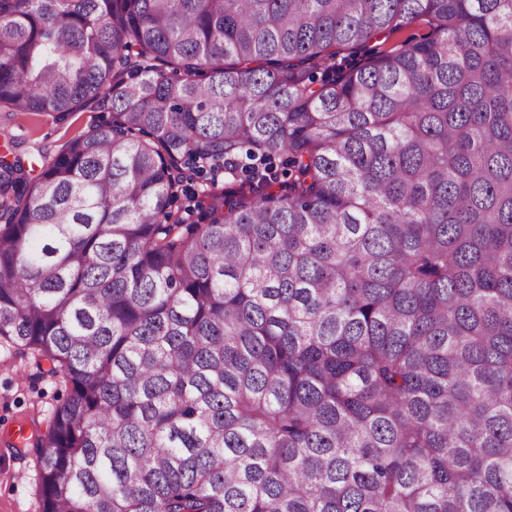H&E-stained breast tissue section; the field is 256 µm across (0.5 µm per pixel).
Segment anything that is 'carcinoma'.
<instances>
[{
  "label": "carcinoma",
  "mask_w": 512,
  "mask_h": 512,
  "mask_svg": "<svg viewBox=\"0 0 512 512\" xmlns=\"http://www.w3.org/2000/svg\"><path fill=\"white\" fill-rule=\"evenodd\" d=\"M92 102L0 157L40 512H512V0H0V112ZM431 31V27L426 18L418 19L409 26L392 33L390 36H381L377 41H373L370 45H377L381 52L390 53L399 51L404 44L411 39L419 40L426 37ZM109 116L110 112L89 108L65 117L49 112H0V155L10 151L9 140L20 143L18 152L31 171L30 176L35 178L42 165L66 143L87 133ZM206 185H209V183L195 178L192 182V189H194L195 193L193 196L194 198H182L181 201L174 207V210H177L178 206L180 208L179 204H181L182 208L190 206V208L193 210V213H191L190 216L185 214V216L188 217L187 224L197 221L201 208H206L209 205V199L205 196L204 192Z\"/></svg>",
  "instance_id": "carcinoma-1"
}]
</instances>
